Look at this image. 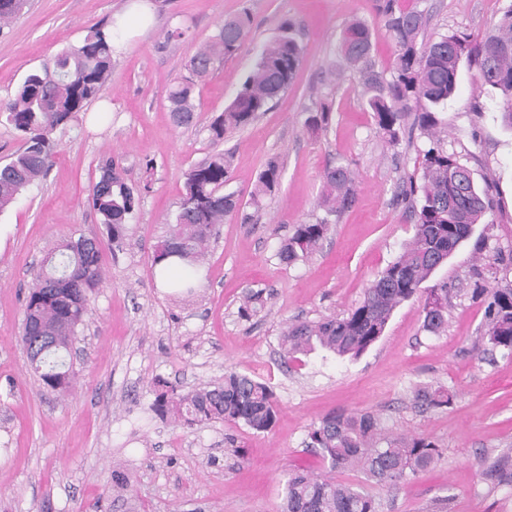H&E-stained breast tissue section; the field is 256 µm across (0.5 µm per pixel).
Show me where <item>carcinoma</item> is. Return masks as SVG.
Segmentation results:
<instances>
[{
    "instance_id": "carcinoma-1",
    "label": "carcinoma",
    "mask_w": 512,
    "mask_h": 512,
    "mask_svg": "<svg viewBox=\"0 0 512 512\" xmlns=\"http://www.w3.org/2000/svg\"><path fill=\"white\" fill-rule=\"evenodd\" d=\"M26 0H0V24L11 20ZM377 11L394 46L391 79L373 59V31L363 21L347 24L341 33L340 53L355 73L366 95L378 131L394 144L409 116L431 147L422 153L420 182H410L409 194H420L413 236L366 288L363 298L347 314L317 321H292L279 344L283 359L307 355L317 349L343 358L360 357L381 336L397 307L420 294L423 329L438 336L448 328V285L423 287L434 273L467 241L474 226L493 211L488 190H481L472 172L441 143L437 119L426 104L438 105L450 98L457 86L462 58L475 64L482 84L500 91L504 121L512 127V6L495 30L483 37L471 34L444 36L424 42L419 36L425 20L420 11L400 0H381ZM251 17L242 12L224 19L210 41L188 60L189 79L168 89L166 100L172 122L192 125L198 110L195 79L211 75L224 59L243 46ZM112 30L90 28L83 40L46 59L29 73L14 96L0 103V121L10 125L21 140L10 160L0 164V213L10 208L31 185L47 174L55 147L53 135L66 129L93 100L112 75ZM303 59L300 43L286 26L280 36L264 45L255 69L247 76L233 101L210 124L213 140L220 141L235 129L250 125L292 84ZM231 156L214 152L186 174L184 195L174 222L155 245L154 274L174 293L190 296L199 284V272L211 239L224 218L238 215L246 224V206L258 207L279 186L282 163L267 159L248 202L234 192H224L229 181ZM129 185L107 162L93 185L89 202L110 232L112 246L122 249L128 218L137 210L141 190ZM355 197V178L349 167L339 165L324 173L320 207L325 216L313 223L294 225L281 242L277 257L286 266L307 259L326 238L331 217L348 209ZM502 273L492 289L481 284L482 268L471 266L472 296H488L484 313V339L512 355V250L497 251ZM103 281L100 248L96 239L79 236L56 246L44 258L24 304L20 342L30 368L52 390H68L73 372L67 356L90 300ZM266 303L263 290L249 289L239 309L248 320ZM152 408L157 414L189 427L224 421L267 432L277 417V401L271 386L236 371L224 373V381L180 392L168 381H154ZM415 407L427 411L451 404L453 394L444 387L419 386L413 390ZM307 447L332 470L359 469L368 482L393 487L428 471L438 456L436 444L412 433L394 434L370 413L331 414L307 433ZM482 478L490 487L512 484V450L487 460ZM380 503L359 484L338 483L305 469L287 479L279 512H379Z\"/></svg>"
}]
</instances>
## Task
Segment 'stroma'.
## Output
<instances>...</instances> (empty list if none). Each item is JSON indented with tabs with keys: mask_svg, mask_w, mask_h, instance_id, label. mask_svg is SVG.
<instances>
[{
	"mask_svg": "<svg viewBox=\"0 0 512 512\" xmlns=\"http://www.w3.org/2000/svg\"><path fill=\"white\" fill-rule=\"evenodd\" d=\"M29 0L0 27V100L25 76L94 24L118 23L112 78L77 121L57 133L53 165L42 181L0 213V512H278L289 472L308 468L341 483H364L380 512H512V485L488 487L484 455L512 448V356L486 351L484 307L470 294V261L512 247V128L502 96L461 61L458 89L436 110L449 150L494 198V213L437 271L457 287L448 329L422 328L421 302L393 313L383 336L356 359L315 351L284 363L279 336L293 320L340 316L413 235L415 216L399 193L418 177L430 145L406 125L397 143L379 134L355 74L339 51L352 20L374 27L373 57L389 69L394 47L376 0ZM425 18L420 38L490 33L512 0H413ZM249 12L242 48L197 81L201 106L190 127H176L166 91L187 77L190 56L225 18ZM291 25L304 50L288 89L249 126L211 138L209 125L254 70L260 48ZM174 39H167V32ZM328 107L327 130L305 120ZM215 151L232 157L225 192L248 198L266 160L279 156L281 184L250 223L226 218L210 244L195 295L170 296L151 266L154 246L172 222L189 169ZM113 159L129 182L150 181L130 219L126 245L113 252L87 202L100 164ZM356 175L355 202L320 249L287 267L276 253L294 225L322 216L327 167ZM81 235L102 240L104 279L75 340L74 388H45L28 370L18 340L24 298L46 253ZM267 303L239 318L247 289ZM233 369L270 383L278 401L271 431L224 422L182 427L151 411L156 378L187 391L222 381ZM430 384L453 394L449 407L415 408L412 390ZM369 412L395 432L434 441L431 469L397 487L364 482L355 469L327 471L306 446L309 428L330 413ZM243 449L236 457L235 449ZM131 474L124 497L114 474Z\"/></svg>",
	"mask_w": 512,
	"mask_h": 512,
	"instance_id": "obj_1",
	"label": "stroma"
}]
</instances>
